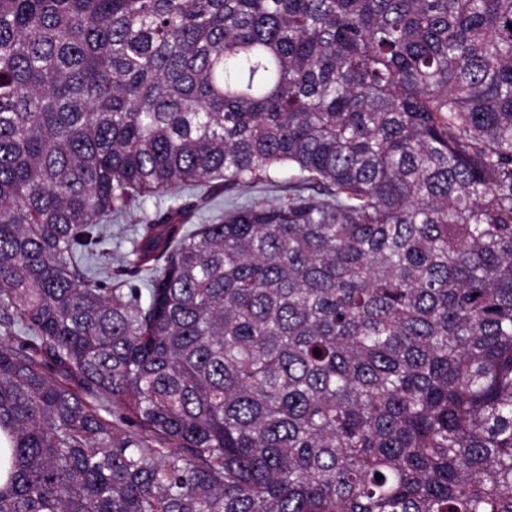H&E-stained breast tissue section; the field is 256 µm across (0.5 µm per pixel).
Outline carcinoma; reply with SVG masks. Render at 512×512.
<instances>
[{"mask_svg": "<svg viewBox=\"0 0 512 512\" xmlns=\"http://www.w3.org/2000/svg\"><path fill=\"white\" fill-rule=\"evenodd\" d=\"M0 432V512H512V0H0ZM142 217V212L138 209L131 210V212L123 219L119 221H112V224L108 225L112 233V241L108 246L112 252L110 259V273H112V280L115 279H131L135 283L140 284L137 278H131L127 275L125 264L123 263V255L128 247V243L123 241V238L129 236L132 233V229L137 223H139Z\"/></svg>", "mask_w": 512, "mask_h": 512, "instance_id": "1", "label": "carcinoma"}]
</instances>
